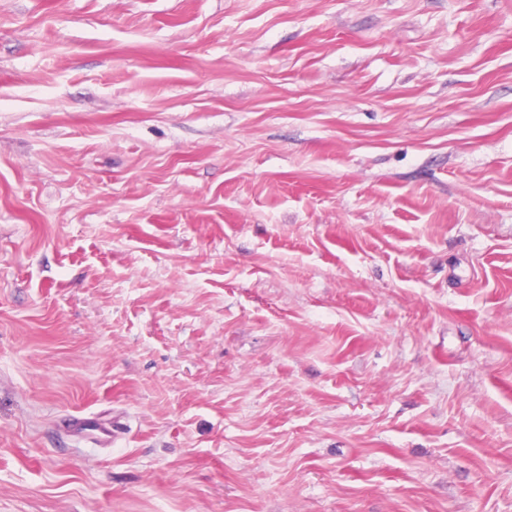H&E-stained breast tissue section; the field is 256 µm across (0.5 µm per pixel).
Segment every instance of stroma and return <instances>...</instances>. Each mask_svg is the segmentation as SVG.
<instances>
[{"label":"stroma","instance_id":"obj_1","mask_svg":"<svg viewBox=\"0 0 512 512\" xmlns=\"http://www.w3.org/2000/svg\"><path fill=\"white\" fill-rule=\"evenodd\" d=\"M0 512H512V0H0Z\"/></svg>","mask_w":512,"mask_h":512}]
</instances>
